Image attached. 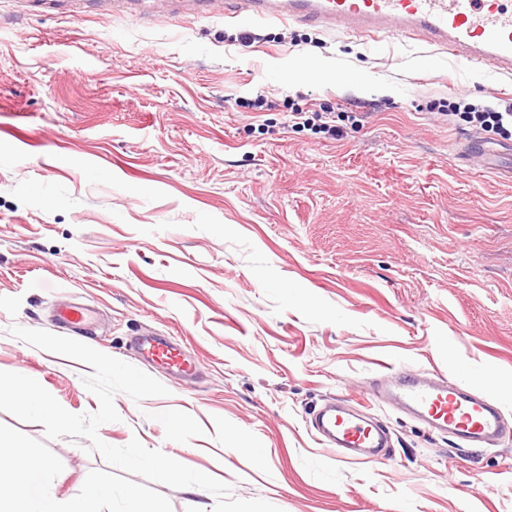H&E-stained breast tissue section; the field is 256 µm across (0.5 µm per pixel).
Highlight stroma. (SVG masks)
<instances>
[{
	"label": "stroma",
	"instance_id": "obj_1",
	"mask_svg": "<svg viewBox=\"0 0 512 512\" xmlns=\"http://www.w3.org/2000/svg\"><path fill=\"white\" fill-rule=\"evenodd\" d=\"M28 2L0 0V371L95 412L91 366L9 330L75 336L169 390L116 394L104 442L139 439L282 512H512V439L471 448L373 394L382 375L433 372L512 420V139L482 140L474 166L478 132L428 108L512 100V77L413 40L173 16L163 0H140L139 19ZM296 108L330 113L335 137ZM65 300L94 311L87 331L55 320ZM143 333L196 376L140 356ZM329 399L386 428L382 457L318 439ZM0 442L44 457L59 498L99 490L92 512H126L130 490L159 512L216 503L1 411Z\"/></svg>",
	"mask_w": 512,
	"mask_h": 512
}]
</instances>
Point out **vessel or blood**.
<instances>
[{"instance_id": "obj_1", "label": "vessel or blood", "mask_w": 512, "mask_h": 512, "mask_svg": "<svg viewBox=\"0 0 512 512\" xmlns=\"http://www.w3.org/2000/svg\"><path fill=\"white\" fill-rule=\"evenodd\" d=\"M229 18L293 21L362 37H404L421 40L448 52L461 65L485 73L512 75V0H223ZM139 354L188 377L194 372L175 345L165 339L138 341ZM381 395L402 409L421 415L438 430L469 444L501 437L505 432L500 408L479 396L448 385L441 378L391 376ZM313 427L341 448L358 449L371 461L382 436L370 421L327 407Z\"/></svg>"}]
</instances>
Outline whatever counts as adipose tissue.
Returning <instances> with one entry per match:
<instances>
[{
  "mask_svg": "<svg viewBox=\"0 0 512 512\" xmlns=\"http://www.w3.org/2000/svg\"><path fill=\"white\" fill-rule=\"evenodd\" d=\"M48 462L35 451H0V512H86L88 495L60 502L46 487Z\"/></svg>",
  "mask_w": 512,
  "mask_h": 512,
  "instance_id": "obj_1",
  "label": "adipose tissue"
}]
</instances>
